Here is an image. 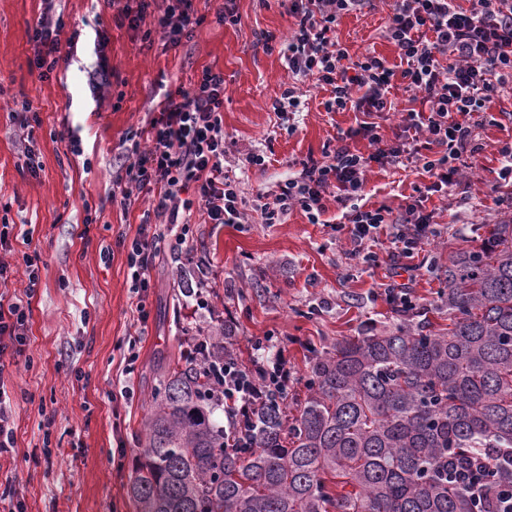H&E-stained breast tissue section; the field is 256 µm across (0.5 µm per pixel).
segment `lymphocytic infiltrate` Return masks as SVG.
Segmentation results:
<instances>
[{"mask_svg":"<svg viewBox=\"0 0 512 512\" xmlns=\"http://www.w3.org/2000/svg\"><path fill=\"white\" fill-rule=\"evenodd\" d=\"M154 19L167 47H178L203 23L195 0H164ZM366 0H289L292 19L283 57L292 84L272 108L296 112L300 101L295 79L311 78L329 88L326 111L360 113L357 127L341 132L333 152L302 161L299 172L288 176L278 191L260 207L259 220L275 224L292 207H300L310 223H318L327 200L345 210L337 232L355 251L391 234L398 250L392 262L413 258L434 236L430 195L458 181L462 166L481 150L476 130L480 119L505 92H512V0H393L384 36L398 50V63L375 55L348 62L347 52L334 40L339 17L362 9ZM64 18L39 17L33 30L36 45L33 66L46 77L62 58L59 39ZM144 31L143 41L152 32ZM402 83L410 108L401 114V132L385 140L380 121L395 107L391 91ZM145 140H132L121 157L125 168L121 203L131 206L135 193L152 196L134 236H119L132 286L138 298L140 321L149 313L145 299L151 271L162 251L173 260H191L184 245L190 239L186 218L194 202H201L209 223L240 224L239 184L224 171V74L204 68L193 86L166 91L163 106L144 130ZM367 139L371 150L351 149V139ZM413 164L430 178L418 195L406 199L399 211L387 206H366V174L372 167L397 168ZM194 188L195 200H180L185 188ZM27 285L24 299L0 300V375L7 356L19 354L30 319L29 300L37 293L40 267L37 257L25 256ZM233 338L224 350L210 355L205 337L196 336L192 348L201 350L199 368L206 393L224 412L227 449L246 444L245 424L255 405L269 400L287 402L293 372L283 353L266 356L267 342H253L256 354L242 361Z\"/></svg>","mask_w":512,"mask_h":512,"instance_id":"f902f5d3","label":"lymphocytic infiltrate"}]
</instances>
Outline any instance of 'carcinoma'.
<instances>
[{
	"mask_svg": "<svg viewBox=\"0 0 512 512\" xmlns=\"http://www.w3.org/2000/svg\"><path fill=\"white\" fill-rule=\"evenodd\" d=\"M448 327L401 319L309 357L308 394L224 449L193 353L160 373L135 512H512V218L448 257Z\"/></svg>",
	"mask_w": 512,
	"mask_h": 512,
	"instance_id": "obj_1",
	"label": "carcinoma"
}]
</instances>
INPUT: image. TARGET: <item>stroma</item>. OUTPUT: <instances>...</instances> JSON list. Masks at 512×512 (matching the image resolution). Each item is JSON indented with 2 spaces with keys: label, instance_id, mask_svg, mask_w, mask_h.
<instances>
[{
  "label": "stroma",
  "instance_id": "obj_1",
  "mask_svg": "<svg viewBox=\"0 0 512 512\" xmlns=\"http://www.w3.org/2000/svg\"><path fill=\"white\" fill-rule=\"evenodd\" d=\"M224 0H199L205 17L189 39L171 50L146 44L102 0H55L73 39L67 58L48 78L31 62L32 28L43 0H0V218L26 225L41 258L40 284L31 303L23 352L0 379L13 410L16 447L0 457V485H16L25 512H134L130 476L140 457L142 421L158 374L184 337L222 331L231 322L243 358L251 341L272 336L294 371L290 399H304L311 349L337 338L383 330L395 307L380 296L386 266L369 267L351 254L336 231L341 210L329 202L320 223L293 208L277 224L257 223L259 207L302 160L334 149L339 132L355 126L351 111L328 112V94L312 80L299 82V112L281 120L272 105L287 75L280 53L291 23L279 0H236L237 23H221ZM389 0H371L343 15L336 39L349 61L376 55L396 62L397 50L382 31ZM112 70L110 86L92 91L97 43ZM224 73V164L238 181L245 224H210L193 210L188 247L193 264L161 253L151 273L150 317L140 323L119 232L135 234L148 196L131 207L112 198L116 157L128 135L144 129L165 91L190 87L203 67ZM40 118L34 130L42 170L31 176L21 144L19 102ZM75 131L80 154L68 151L60 133ZM483 145L460 182L433 194L437 235L416 254L412 282L433 327L448 323L442 292L448 255L478 245L484 227L512 215V186L499 183L498 148L512 140V99L504 98L478 130ZM255 150L265 166L243 167L238 158ZM429 178L413 169L372 168L369 203L399 210L414 187ZM97 214L84 225L86 210ZM114 254H106V247ZM211 265L209 309L191 312L187 291L196 287V261ZM139 353L126 374L129 347Z\"/></svg>",
  "mask_w": 512,
  "mask_h": 512
}]
</instances>
